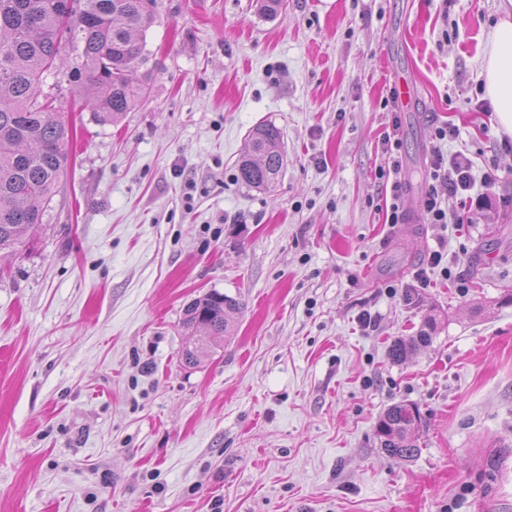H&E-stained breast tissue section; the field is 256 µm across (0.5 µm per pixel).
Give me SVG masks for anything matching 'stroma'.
<instances>
[{"instance_id": "35a3bbf8", "label": "stroma", "mask_w": 512, "mask_h": 512, "mask_svg": "<svg viewBox=\"0 0 512 512\" xmlns=\"http://www.w3.org/2000/svg\"><path fill=\"white\" fill-rule=\"evenodd\" d=\"M511 4L156 0L147 96L112 125L65 52L66 173L33 247L0 256V512H512V153L480 91ZM398 72L416 97L394 113ZM261 123L284 153L266 191L236 169ZM437 147L496 176L470 223L422 215ZM440 247L451 278L419 284ZM212 290L241 309L189 367L184 309ZM400 401L423 415L410 461L376 435ZM391 173L394 175V179L391 183V203L389 206L386 202V210H385V221L389 224H404L406 222V214L401 209L399 205L400 197L403 193V183L400 179H398L397 175L399 174V161L394 160L391 164V168L388 169V171L381 170L379 173V178L384 179L387 178V181L389 180V177ZM435 331L434 323L428 321L426 328L421 329L417 336L409 338H398L393 341L389 348V356L393 362H400L406 358L407 354L416 347L430 345L433 340L432 333Z\"/></svg>"}]
</instances>
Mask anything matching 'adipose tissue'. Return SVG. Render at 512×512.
<instances>
[{
    "label": "adipose tissue",
    "instance_id": "adipose-tissue-1",
    "mask_svg": "<svg viewBox=\"0 0 512 512\" xmlns=\"http://www.w3.org/2000/svg\"><path fill=\"white\" fill-rule=\"evenodd\" d=\"M485 94L494 107L499 134L512 137V19L502 18L490 32L481 61Z\"/></svg>",
    "mask_w": 512,
    "mask_h": 512
}]
</instances>
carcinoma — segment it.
I'll return each instance as SVG.
<instances>
[{
  "label": "carcinoma",
  "mask_w": 512,
  "mask_h": 512,
  "mask_svg": "<svg viewBox=\"0 0 512 512\" xmlns=\"http://www.w3.org/2000/svg\"><path fill=\"white\" fill-rule=\"evenodd\" d=\"M64 2L0 0V252L33 245L67 164L73 127L57 112L54 86L46 83L62 65V45L75 51V72L84 77L80 93L98 122L119 120L147 95L133 73L149 61L145 35L155 12L142 0H75L79 18L70 22ZM282 165L280 130L259 125L249 135L237 179L263 189ZM239 310L237 299L218 291L193 300L183 319L191 330L181 350L184 363L197 366L224 344L230 317ZM434 331L429 321L417 335L394 340L391 360L431 344ZM422 425L418 406L390 405L377 422L381 448L393 458H414Z\"/></svg>",
  "instance_id": "carcinoma-1"
}]
</instances>
